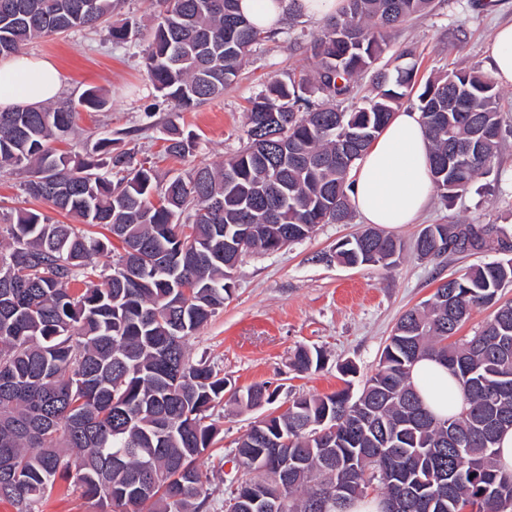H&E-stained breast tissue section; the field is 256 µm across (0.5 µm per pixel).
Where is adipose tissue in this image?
<instances>
[{"label":"adipose tissue","mask_w":512,"mask_h":512,"mask_svg":"<svg viewBox=\"0 0 512 512\" xmlns=\"http://www.w3.org/2000/svg\"><path fill=\"white\" fill-rule=\"evenodd\" d=\"M59 69L49 59L20 53L0 58V110L37 106L58 98ZM429 141L419 112H398L358 161L348 191L364 223L396 228L413 223L432 193ZM424 404L438 417L458 413L462 392L438 361L425 358L411 373Z\"/></svg>","instance_id":"1"}]
</instances>
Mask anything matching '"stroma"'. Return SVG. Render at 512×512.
Returning <instances> with one entry per match:
<instances>
[{"instance_id":"stroma-1","label":"stroma","mask_w":512,"mask_h":512,"mask_svg":"<svg viewBox=\"0 0 512 512\" xmlns=\"http://www.w3.org/2000/svg\"><path fill=\"white\" fill-rule=\"evenodd\" d=\"M498 2V11L491 12L484 0H434L432 9L389 33L382 64L392 69L415 63L421 84L452 68L488 72L487 45L493 28L512 21V0ZM156 11L154 0H123L110 25L127 19L139 25L138 33L124 43L113 41L110 25H104L38 40L26 52L57 62L63 73L61 99L78 98L91 86L111 98L105 110L80 113V132L64 143V150L86 158L100 137L118 134L122 147H137L141 155L152 158L164 180L197 164L219 163L238 150L246 140L243 114L250 99L271 76L313 69L308 44L324 22L302 16L297 24L283 26L280 34L258 46L245 61L238 82L222 95L193 111L175 112L158 97L145 70L144 53ZM408 49L413 57H405ZM501 94L495 180L450 204L432 193L419 222L395 232L404 244L396 268L347 267L331 261L337 243L363 229L357 216L347 224L320 225L310 237L279 251L243 257L223 309L188 337L186 349L192 360H206L237 387L266 382L277 388L278 395L270 405L250 408L226 399L214 408L219 432L198 460L201 473L211 481L213 507H221L238 477L235 443L256 421L285 411L305 394L330 393L347 384L360 389L406 311L429 299L448 277L494 260L491 252L423 259L414 245L421 229L430 224H512V85L502 86ZM169 121L197 136L195 150L185 160L166 157L162 151ZM301 348L323 351V369L296 373L291 360ZM346 360L358 368L348 383L337 370Z\"/></svg>"}]
</instances>
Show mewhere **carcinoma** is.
<instances>
[{"label":"carcinoma","mask_w":512,"mask_h":512,"mask_svg":"<svg viewBox=\"0 0 512 512\" xmlns=\"http://www.w3.org/2000/svg\"><path fill=\"white\" fill-rule=\"evenodd\" d=\"M121 0H0V54L34 40L108 21ZM240 0H156L145 67L155 90L180 110L222 93L263 35ZM433 0H343L310 43V74L271 78L245 113L247 143L215 166L160 183L150 161L95 143L97 158L60 152L81 111L109 103L89 87L74 103L0 112V169L28 173L24 191L60 214L0 211V499L41 512L57 487L96 501L101 512H207L211 492L196 461L217 427L206 422L225 392L250 407L277 390L241 391L185 339L224 307L242 256L274 252L320 224L351 217L349 176L404 102L421 113L432 183L451 203L494 171L501 92L473 69H452L413 94L414 68L378 73L360 94L361 74L380 59L388 33ZM283 119L277 144L254 130ZM195 135L171 123L164 152L183 159ZM103 225L146 270L123 265L110 241L78 225ZM503 252L445 281L405 312L362 390L301 396L243 434V473L229 495L253 489L288 500L287 512H346L369 493L397 512H512V471L495 462L499 434L512 428L511 224H430L416 239L423 258ZM112 253V264L94 257ZM401 241L366 229L333 255L348 266L391 268ZM479 308L492 314L471 336L448 342ZM436 358L458 378L464 402L438 418L411 382L420 359ZM319 350L299 349V373L322 368ZM288 460V482L277 481ZM154 480L152 493L141 491Z\"/></svg>","instance_id":"cac0c4a2"}]
</instances>
